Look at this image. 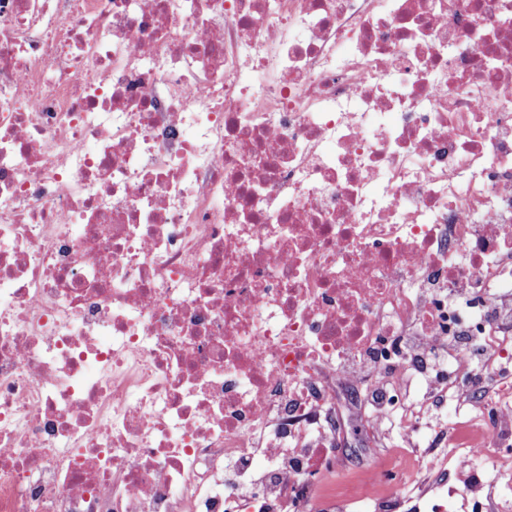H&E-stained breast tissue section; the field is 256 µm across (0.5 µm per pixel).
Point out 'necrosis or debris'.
I'll use <instances>...</instances> for the list:
<instances>
[{"mask_svg": "<svg viewBox=\"0 0 512 512\" xmlns=\"http://www.w3.org/2000/svg\"><path fill=\"white\" fill-rule=\"evenodd\" d=\"M490 462L512 0H0V512H512ZM375 446L373 447L368 440L349 435L347 453L353 457V461L359 468H367L375 458Z\"/></svg>", "mask_w": 512, "mask_h": 512, "instance_id": "necrosis-or-debris-1", "label": "necrosis or debris"}]
</instances>
